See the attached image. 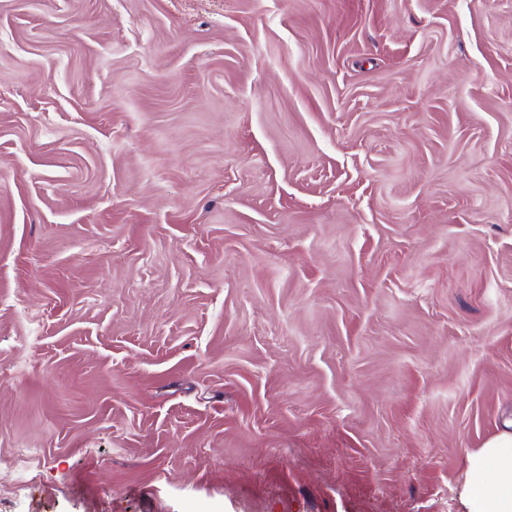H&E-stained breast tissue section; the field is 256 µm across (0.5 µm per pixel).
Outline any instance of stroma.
I'll return each mask as SVG.
<instances>
[{"mask_svg":"<svg viewBox=\"0 0 512 512\" xmlns=\"http://www.w3.org/2000/svg\"><path fill=\"white\" fill-rule=\"evenodd\" d=\"M512 412V0H0L7 512H463Z\"/></svg>","mask_w":512,"mask_h":512,"instance_id":"stroma-1","label":"stroma"}]
</instances>
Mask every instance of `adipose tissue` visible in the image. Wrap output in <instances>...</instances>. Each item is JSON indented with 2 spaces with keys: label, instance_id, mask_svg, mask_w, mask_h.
Returning <instances> with one entry per match:
<instances>
[{
  "label": "adipose tissue",
  "instance_id": "adipose-tissue-1",
  "mask_svg": "<svg viewBox=\"0 0 512 512\" xmlns=\"http://www.w3.org/2000/svg\"><path fill=\"white\" fill-rule=\"evenodd\" d=\"M465 474V512H512V430H502L469 451Z\"/></svg>",
  "mask_w": 512,
  "mask_h": 512
}]
</instances>
